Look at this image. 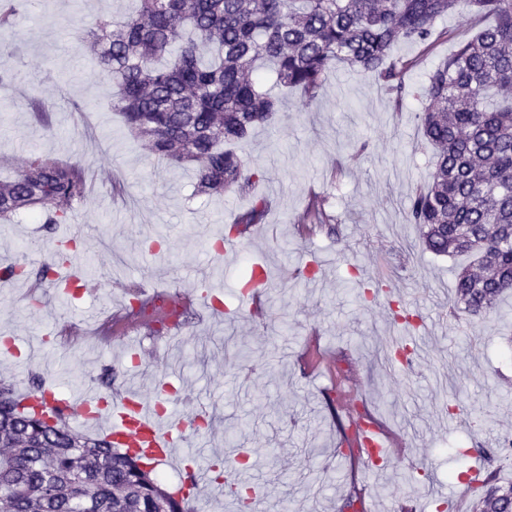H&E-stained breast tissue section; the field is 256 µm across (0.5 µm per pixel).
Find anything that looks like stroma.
Returning a JSON list of instances; mask_svg holds the SVG:
<instances>
[{
    "instance_id": "35a3bbf8",
    "label": "stroma",
    "mask_w": 512,
    "mask_h": 512,
    "mask_svg": "<svg viewBox=\"0 0 512 512\" xmlns=\"http://www.w3.org/2000/svg\"><path fill=\"white\" fill-rule=\"evenodd\" d=\"M134 8V0H86L76 13L71 0H31L14 28L0 30V71L11 75L0 85V175L37 151L81 162L88 178L59 229L79 236L73 262L88 288L66 295L44 287L37 307L21 288H0V336L13 339L12 351L0 350V380L21 390L36 374L59 393L85 388L107 400L128 388L145 399L160 392L180 421L206 410L214 426L186 428L190 452L249 460L241 477L262 491L266 512H399L411 502L417 512H444L429 495L433 483L469 512L472 473L512 482V457L491 462L481 452L512 438V292L497 319L451 314L467 257L422 250L418 228L403 221L409 194L432 169L415 92L488 18L452 13L437 20L431 47L398 46L412 63L403 107L372 74L341 65L311 104L282 91L275 120L235 146L265 179L251 194L211 198L196 193L191 168L146 156L109 107L113 85L98 79L76 37V26ZM33 97L49 107L48 125L29 110ZM75 102L84 111H73ZM257 197L270 205L266 224L235 250L209 251L206 241ZM313 198L334 221L300 230L297 217ZM159 237L164 247L148 249ZM4 250L32 271L55 258L41 222L24 213L0 223ZM255 262L272 277L260 321L234 293ZM310 265L317 278L300 283ZM377 279L383 292L361 301L362 284ZM135 285L156 289L160 301L181 294L187 318L159 332L129 320L97 342L51 344L57 328L82 331L94 316L119 315ZM400 305L426 323L420 356L407 368L386 359ZM228 336L244 355L225 349ZM443 400L466 407L475 423L436 412ZM353 409L383 415L402 444L401 458L373 478L335 458ZM369 483L375 496L367 500Z\"/></svg>"
}]
</instances>
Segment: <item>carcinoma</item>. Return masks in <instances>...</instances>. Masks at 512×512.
I'll use <instances>...</instances> for the list:
<instances>
[{"label": "carcinoma", "mask_w": 512, "mask_h": 512, "mask_svg": "<svg viewBox=\"0 0 512 512\" xmlns=\"http://www.w3.org/2000/svg\"><path fill=\"white\" fill-rule=\"evenodd\" d=\"M118 22L82 31L98 76L115 80L111 109L147 153L168 164L196 166L197 190L247 194L264 173L250 170L230 145L268 124L282 103L257 85L269 71L278 85L315 101L336 64L369 72L395 108L410 93L401 43L429 45L437 18L451 12L491 15L494 23L459 46L430 75L418 96L421 129L434 148L428 181L409 197L405 222L421 246L472 261L455 279L453 308L472 316L499 314L512 290V0H137ZM86 182L79 163L33 153L17 173L0 178V220L23 212L57 233ZM257 198L224 225L212 248L266 223ZM331 222L310 201L300 224ZM55 261L14 277L43 282L59 275L75 249L58 238ZM127 316L163 322L154 301L133 293ZM155 460L118 448L105 437L71 429L55 412L39 410L0 383V512H189L154 475ZM471 512H512V482L487 477L474 488Z\"/></svg>", "instance_id": "1"}]
</instances>
